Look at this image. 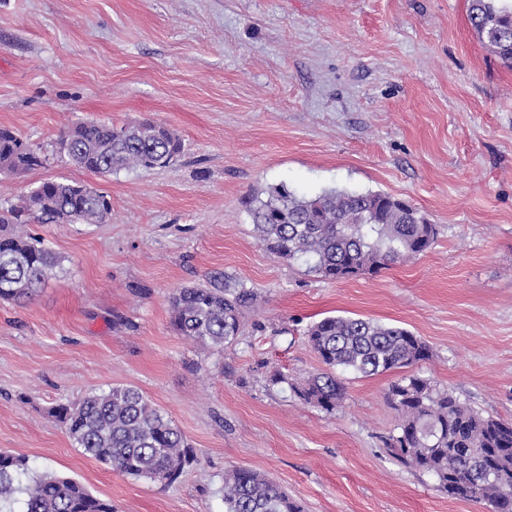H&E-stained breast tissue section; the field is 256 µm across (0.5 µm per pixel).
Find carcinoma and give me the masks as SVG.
<instances>
[{
  "instance_id": "cac0c4a2",
  "label": "carcinoma",
  "mask_w": 512,
  "mask_h": 512,
  "mask_svg": "<svg viewBox=\"0 0 512 512\" xmlns=\"http://www.w3.org/2000/svg\"><path fill=\"white\" fill-rule=\"evenodd\" d=\"M468 18L479 42L511 68L512 0H468ZM57 144L71 164L98 174L165 168L183 150L179 136L150 119L120 127L80 122ZM0 164L23 172L43 160L12 130L0 128ZM111 210L106 195L68 180L46 181L21 196L0 215V300L27 303L61 264L43 239L23 229V218L102 224ZM249 211L267 251L327 280L376 273L426 252L436 236L416 207L383 192L330 190L298 198L280 185L265 200L250 199ZM255 301L252 289L215 272L206 283L171 294V325L181 336L222 349L239 336L243 313ZM307 340L326 370L292 389L327 412L344 398L336 369L372 376L413 369L430 355L411 331L362 318L325 317L308 328ZM387 399L399 413L385 441L397 460L432 474L450 497L512 512V421L480 414L414 371L391 384ZM52 416L85 454L126 475L171 483L195 462L180 429L134 387L59 404ZM19 496L23 512H113L79 481L31 474L26 457L0 452V512ZM224 512L303 510L266 476L234 469L224 475Z\"/></svg>"
}]
</instances>
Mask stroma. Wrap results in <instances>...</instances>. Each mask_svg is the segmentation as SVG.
<instances>
[{
	"label": "stroma",
	"instance_id": "stroma-1",
	"mask_svg": "<svg viewBox=\"0 0 512 512\" xmlns=\"http://www.w3.org/2000/svg\"><path fill=\"white\" fill-rule=\"evenodd\" d=\"M144 119L181 138L169 167L102 176L56 149L71 124ZM0 127L43 159L0 173L1 211L61 179L112 204L102 224L28 227L62 265L28 303L0 300V451L114 512H224L235 468L304 512H486L387 453L400 371H337L330 413L292 389L324 369L310 325L361 317L425 341L436 388L512 419V68L473 34L467 0H0ZM277 185L393 195L437 239L323 279L256 238L245 199ZM217 271L257 295L221 350L170 325L172 292ZM115 385L140 389L191 445L174 482L89 457L49 414Z\"/></svg>",
	"mask_w": 512,
	"mask_h": 512
}]
</instances>
